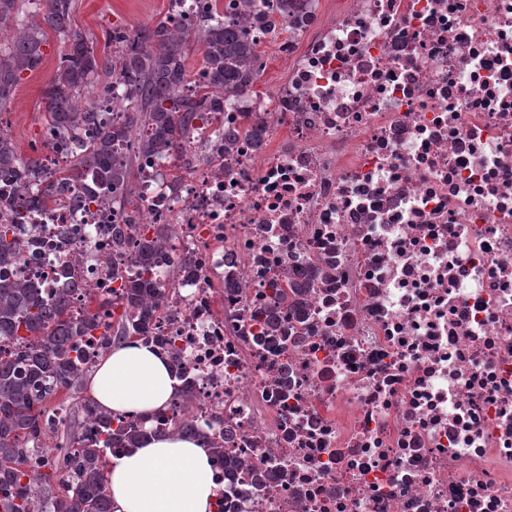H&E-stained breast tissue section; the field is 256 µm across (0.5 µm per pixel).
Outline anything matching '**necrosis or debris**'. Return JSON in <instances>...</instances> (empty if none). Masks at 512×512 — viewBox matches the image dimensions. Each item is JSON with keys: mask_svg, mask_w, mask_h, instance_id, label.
Segmentation results:
<instances>
[{"mask_svg": "<svg viewBox=\"0 0 512 512\" xmlns=\"http://www.w3.org/2000/svg\"><path fill=\"white\" fill-rule=\"evenodd\" d=\"M224 11L266 87L225 97L183 173L144 163L135 209L174 227L150 337L226 512H512V0ZM124 221L75 189L21 221L0 196V272L80 313L131 268ZM16 224H0V267L17 257Z\"/></svg>", "mask_w": 512, "mask_h": 512, "instance_id": "4bbe7bcc", "label": "necrosis or debris"}]
</instances>
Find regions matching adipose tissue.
Listing matches in <instances>:
<instances>
[{
  "label": "adipose tissue",
  "mask_w": 512,
  "mask_h": 512,
  "mask_svg": "<svg viewBox=\"0 0 512 512\" xmlns=\"http://www.w3.org/2000/svg\"><path fill=\"white\" fill-rule=\"evenodd\" d=\"M88 384L104 412L140 418L166 409L180 382L162 354L127 341L112 347ZM105 477L112 512H215L220 493L209 449L177 435L110 456Z\"/></svg>",
  "instance_id": "obj_1"
}]
</instances>
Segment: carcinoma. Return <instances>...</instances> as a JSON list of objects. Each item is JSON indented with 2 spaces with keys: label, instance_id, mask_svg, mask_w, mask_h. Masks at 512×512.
<instances>
[{
  "label": "carcinoma",
  "instance_id": "obj_1",
  "mask_svg": "<svg viewBox=\"0 0 512 512\" xmlns=\"http://www.w3.org/2000/svg\"><path fill=\"white\" fill-rule=\"evenodd\" d=\"M73 0H0V30L15 24L10 45L0 50V111L13 99L24 72L43 62L50 30L64 50L44 88L49 131L55 141H71L79 151L58 183L36 190L48 202L79 186L86 170L97 190L126 212V224L112 231V250L132 249L140 274L124 281L121 293L101 296L83 315L70 314L67 296L43 300L35 289L0 274V343L24 349L0 357V512H112L105 483L109 455L159 435L146 420L131 421L101 411L90 399L77 406L76 393L90 372L79 341L99 336L103 351L132 337H145L164 301L165 285L152 279L158 252L174 233L171 224L152 225L145 237L127 211L131 163L180 153L202 133L200 124L219 120L224 95L254 83L255 49L245 33L224 24V8L211 0L200 16L198 34L204 68L200 81L187 79L190 31L165 23L127 32H109L112 56H99L87 40L71 32ZM126 86L112 94L106 110L89 99L100 75ZM39 161L21 158L0 131V172L19 180L36 177ZM16 225L0 224V267L17 257ZM121 308L118 324L101 311Z\"/></svg>",
  "mask_w": 512,
  "mask_h": 512
}]
</instances>
